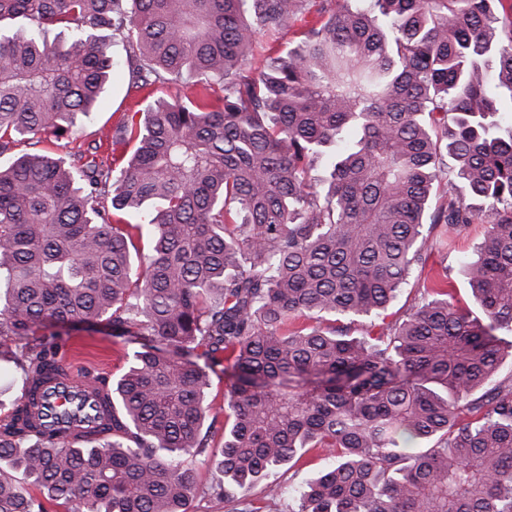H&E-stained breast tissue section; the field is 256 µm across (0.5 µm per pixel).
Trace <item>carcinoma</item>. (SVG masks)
Segmentation results:
<instances>
[{
  "label": "carcinoma",
  "instance_id": "1",
  "mask_svg": "<svg viewBox=\"0 0 512 512\" xmlns=\"http://www.w3.org/2000/svg\"><path fill=\"white\" fill-rule=\"evenodd\" d=\"M130 2L0 0V363L22 385L0 512H189L200 493L282 512L265 477L312 449L333 463L289 512H512V0ZM295 22L256 57L259 31ZM111 36L143 118L68 159L37 148L103 107ZM480 214L460 263L477 311L445 267L400 320L352 332ZM48 322L127 344L55 428L44 394L68 368ZM297 26L284 27L276 32H262L258 35V45L263 54L274 50L284 51L288 48V43L294 40Z\"/></svg>",
  "mask_w": 512,
  "mask_h": 512
}]
</instances>
